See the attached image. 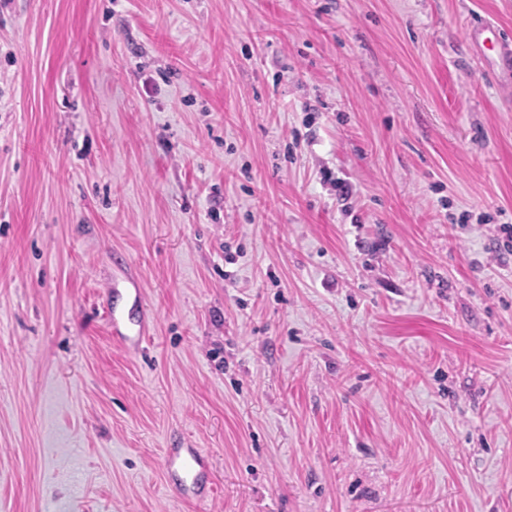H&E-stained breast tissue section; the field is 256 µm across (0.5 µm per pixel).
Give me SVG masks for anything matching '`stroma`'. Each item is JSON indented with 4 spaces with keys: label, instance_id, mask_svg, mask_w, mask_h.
I'll list each match as a JSON object with an SVG mask.
<instances>
[{
    "label": "stroma",
    "instance_id": "1",
    "mask_svg": "<svg viewBox=\"0 0 512 512\" xmlns=\"http://www.w3.org/2000/svg\"><path fill=\"white\" fill-rule=\"evenodd\" d=\"M473 20L512 0H0V512H512ZM112 333L124 342L139 346L147 338L146 313H142L140 320L132 334L116 318L112 317ZM203 457L198 448H169L164 456V467H178L183 475L184 482L180 492L185 497L197 496V477L202 467Z\"/></svg>",
    "mask_w": 512,
    "mask_h": 512
}]
</instances>
